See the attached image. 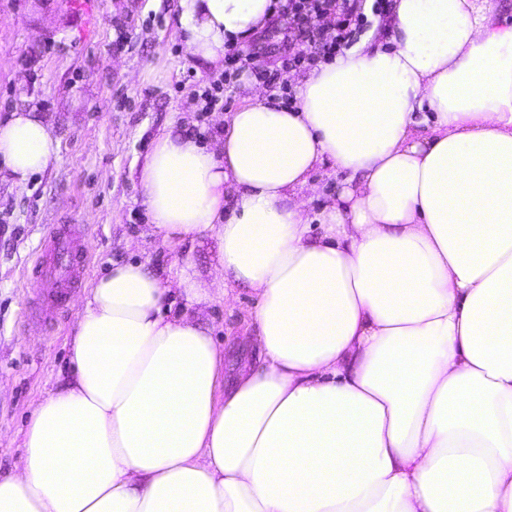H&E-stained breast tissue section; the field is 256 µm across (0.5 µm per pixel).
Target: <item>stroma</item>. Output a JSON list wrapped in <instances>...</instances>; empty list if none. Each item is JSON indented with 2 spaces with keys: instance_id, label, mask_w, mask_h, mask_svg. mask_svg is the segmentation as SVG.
<instances>
[{
  "instance_id": "1",
  "label": "stroma",
  "mask_w": 512,
  "mask_h": 512,
  "mask_svg": "<svg viewBox=\"0 0 512 512\" xmlns=\"http://www.w3.org/2000/svg\"><path fill=\"white\" fill-rule=\"evenodd\" d=\"M96 29L84 34L71 0H0V118L30 107L60 139L59 158L27 187L0 184V476L25 462L31 412L69 379L77 290L54 319L34 309L28 277L53 226L81 224L87 281L117 260L170 266L191 260L210 280V238L160 247L144 242L150 216L137 169L153 139L176 126L212 139L222 113L200 119L196 68L179 37V0H96ZM127 37L117 41V27ZM234 304L214 297L203 312L219 346L237 354L253 309L241 288Z\"/></svg>"
}]
</instances>
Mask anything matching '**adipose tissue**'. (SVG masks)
Instances as JSON below:
<instances>
[{
    "label": "adipose tissue",
    "instance_id": "1",
    "mask_svg": "<svg viewBox=\"0 0 512 512\" xmlns=\"http://www.w3.org/2000/svg\"><path fill=\"white\" fill-rule=\"evenodd\" d=\"M271 4L180 0L188 56L218 64ZM385 31L297 78L296 108L257 90L212 143L157 136L149 234L215 239L225 301L256 295L237 361L191 261L112 264L0 512H512V23L495 0H394ZM59 148L11 112L0 181ZM322 164L343 188L313 218Z\"/></svg>",
    "mask_w": 512,
    "mask_h": 512
}]
</instances>
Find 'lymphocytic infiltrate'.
Wrapping results in <instances>:
<instances>
[{"mask_svg":"<svg viewBox=\"0 0 512 512\" xmlns=\"http://www.w3.org/2000/svg\"><path fill=\"white\" fill-rule=\"evenodd\" d=\"M274 13L260 31V46L244 54L224 53V69L206 77L196 96L201 114L225 111L224 97L240 76L275 91L284 107L297 103L291 87L279 81L281 70L309 71L349 48L369 27V15L386 17L392 0H274Z\"/></svg>","mask_w":512,"mask_h":512,"instance_id":"f902f5d3","label":"lymphocytic infiltrate"}]
</instances>
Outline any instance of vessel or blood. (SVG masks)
<instances>
[{
    "label": "vessel or blood",
    "instance_id": "vessel-or-blood-1",
    "mask_svg": "<svg viewBox=\"0 0 512 512\" xmlns=\"http://www.w3.org/2000/svg\"><path fill=\"white\" fill-rule=\"evenodd\" d=\"M86 265L80 225L67 224L54 229L44 243L35 270L42 283L40 314L47 317L65 306L71 292L82 285Z\"/></svg>",
    "mask_w": 512,
    "mask_h": 512
}]
</instances>
